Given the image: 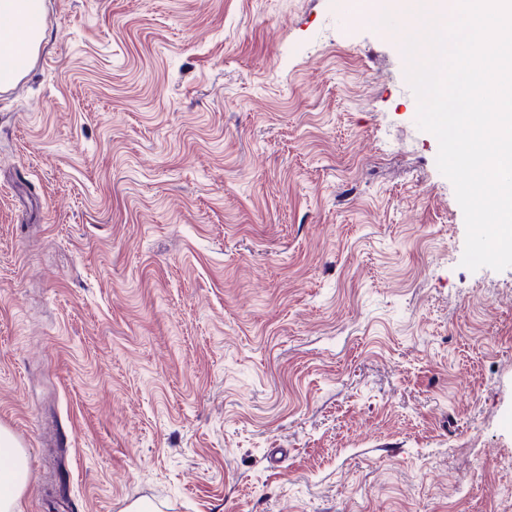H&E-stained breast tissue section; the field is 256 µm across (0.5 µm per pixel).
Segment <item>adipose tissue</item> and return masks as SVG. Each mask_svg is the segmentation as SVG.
<instances>
[{
    "mask_svg": "<svg viewBox=\"0 0 512 512\" xmlns=\"http://www.w3.org/2000/svg\"><path fill=\"white\" fill-rule=\"evenodd\" d=\"M44 27V0H0V89L13 86L27 73ZM0 457L12 461L10 468H0V512H18L29 472L23 450L3 427Z\"/></svg>",
    "mask_w": 512,
    "mask_h": 512,
    "instance_id": "obj_1",
    "label": "adipose tissue"
}]
</instances>
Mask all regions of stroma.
I'll return each mask as SVG.
<instances>
[{"mask_svg":"<svg viewBox=\"0 0 512 512\" xmlns=\"http://www.w3.org/2000/svg\"><path fill=\"white\" fill-rule=\"evenodd\" d=\"M361 0H45L0 93L22 512H499L512 267Z\"/></svg>","mask_w":512,"mask_h":512,"instance_id":"1","label":"stroma"}]
</instances>
